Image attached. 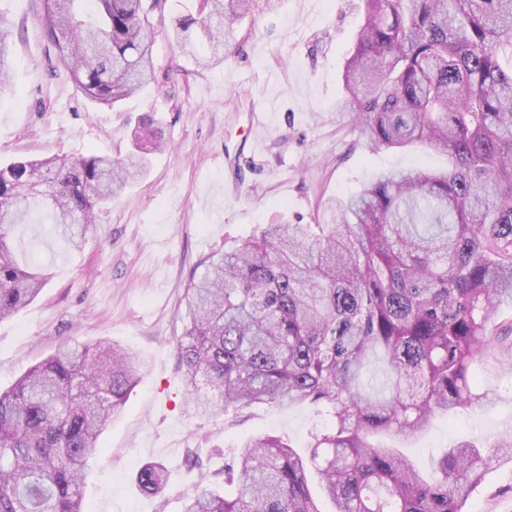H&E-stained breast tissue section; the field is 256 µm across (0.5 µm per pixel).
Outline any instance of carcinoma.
I'll return each mask as SVG.
<instances>
[{
    "label": "carcinoma",
    "mask_w": 512,
    "mask_h": 512,
    "mask_svg": "<svg viewBox=\"0 0 512 512\" xmlns=\"http://www.w3.org/2000/svg\"><path fill=\"white\" fill-rule=\"evenodd\" d=\"M166 0H43L40 25L75 86L114 105L154 79L148 11ZM175 19L181 51L204 67L224 50L252 0H203ZM342 73L358 139L371 150L425 144L448 171L383 173L322 205L324 223L268 224L211 254L184 289L177 350L195 411L242 419L284 402L318 406L328 425L300 453L267 434L233 453L224 491L199 484L182 512H462L488 462L512 439L453 446L428 479L396 448L440 413L490 403L471 372L499 353L512 367V0H362ZM11 26L0 15V98L10 89ZM134 133L123 159L89 154L0 166V321L40 294L48 274L11 249L43 214L79 249L96 209L145 169ZM43 185L39 195L22 188ZM384 390L366 378L376 355ZM148 370L107 341L64 342L0 392V512H88L86 473L100 437ZM152 496L166 467L137 472Z\"/></svg>",
    "instance_id": "cac0c4a2"
}]
</instances>
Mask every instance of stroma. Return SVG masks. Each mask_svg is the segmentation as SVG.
I'll list each match as a JSON object with an SVG mask.
<instances>
[{
  "instance_id": "1",
  "label": "stroma",
  "mask_w": 512,
  "mask_h": 512,
  "mask_svg": "<svg viewBox=\"0 0 512 512\" xmlns=\"http://www.w3.org/2000/svg\"><path fill=\"white\" fill-rule=\"evenodd\" d=\"M196 0H167L154 13L155 80L116 106L86 99L40 27L42 0H0L13 29L11 94L0 98V162L47 156L121 157L142 117L167 144L144 173L103 206L81 250L43 226L17 228L18 260L36 257L49 276L42 293L0 321V390L67 339L111 341L148 359L102 437L88 473V512H181L182 501L224 457L260 433L304 449L325 419L299 403L262 405L234 424L197 416L185 401L176 345L181 299L192 273L233 241L267 224H315L323 202L346 196L391 170L447 169V156L424 145L371 151L358 144L342 112L341 73L361 18V0H253L224 62L196 66L171 29ZM492 396L489 406L436 419L401 451L422 466L460 441L512 437V371L494 356L472 367ZM196 454L200 468L189 466ZM150 461L167 468L164 496L136 483ZM464 512H512V457L486 467Z\"/></svg>"
}]
</instances>
